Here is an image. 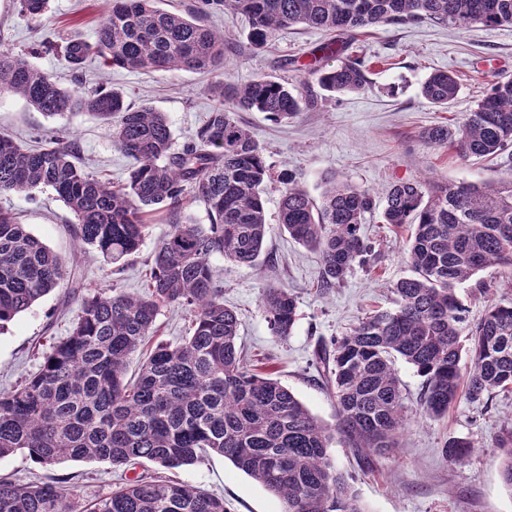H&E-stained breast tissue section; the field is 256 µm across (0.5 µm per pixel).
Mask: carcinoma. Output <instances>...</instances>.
Here are the masks:
<instances>
[{
	"label": "carcinoma",
	"mask_w": 512,
	"mask_h": 512,
	"mask_svg": "<svg viewBox=\"0 0 512 512\" xmlns=\"http://www.w3.org/2000/svg\"><path fill=\"white\" fill-rule=\"evenodd\" d=\"M49 2L18 0L20 12L32 19L43 16ZM156 2L111 0L94 42L70 37L34 50L57 54L72 70L98 57L128 70L222 75L224 31L201 17L226 10L248 17V38L260 50L296 25L355 35L405 23L512 25V0H199L185 16ZM312 74L332 94L358 92L368 83L353 56ZM459 88L458 76L436 70L420 92L446 107ZM211 93L216 102L205 124L178 148L165 113L133 109L122 92L103 86L64 87L25 55L0 51L1 95L18 96L49 117L73 110L95 115L114 147L136 161L125 184L115 186L75 164L69 133H56L36 149L0 133V194L33 199L52 190L73 214L80 248L117 271L139 251L156 213L173 217L152 257L147 290L127 294L114 284L94 292L38 370L0 392V458L20 452L42 465L147 460L176 469L213 452L276 495L282 512H365L329 448L337 434L368 463L397 447L408 415L396 358L423 378L419 405L430 418L447 414L462 392L474 402L512 390V306L494 304L472 325L456 293L487 268L512 269V177L450 183L429 176L390 188L384 223L412 226L406 252L412 274L394 284L396 308L366 317L333 339L332 351L316 354L336 398L332 429L278 379L245 369L238 319L224 305L212 265L216 255L255 264L268 232L262 193L270 164L237 113L267 112L278 121L296 116L308 101L298 87L271 77L245 85L222 80ZM421 138L462 159L506 153L512 148V78H497L464 119L427 128ZM280 183L279 224L297 244L320 254V287H336L373 251L360 233L372 194L331 177L317 201L291 174ZM188 188L206 204L210 224L181 219ZM65 275L59 257L0 209V333ZM262 305L272 334L287 339L296 322L294 295L270 285ZM167 306L190 312L189 336L177 345L157 343L137 378L126 379L128 360L154 335ZM465 356L472 366L464 376ZM475 447L469 438H453L445 455L461 460ZM499 447L507 449L501 475L512 494V434ZM73 496L53 481L0 478V512H73ZM82 512H224V499L188 484L134 477Z\"/></svg>",
	"instance_id": "1"
}]
</instances>
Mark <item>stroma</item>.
Segmentation results:
<instances>
[{"label":"stroma","instance_id":"35a3bbf8","mask_svg":"<svg viewBox=\"0 0 512 512\" xmlns=\"http://www.w3.org/2000/svg\"><path fill=\"white\" fill-rule=\"evenodd\" d=\"M107 7L108 0H50L48 12L33 19L21 14L16 0H0V45L21 53L44 40L59 43L75 36L95 41ZM208 22L228 39L226 80L244 84L272 76L301 81L305 93L316 97L313 106L287 122L265 112L239 113V120L265 148L274 174L263 193L268 235L255 265H237L219 256L213 257L212 264L224 289V303L238 316V343L247 368L273 374L314 416L331 426L337 421L336 402L320 378L316 349L345 334L372 311L394 309L392 288L411 273L406 259L410 226H392L382 218L391 185L421 179L427 172L450 181L481 182L512 170L511 155L463 160L454 151L428 146L420 138L426 128L461 120L486 95L492 80L512 75V26L373 27L357 37L351 48L365 62L366 87L327 97L321 95L315 77L304 75L299 67L328 42V33L294 26L280 32L268 48L257 50L247 38L244 16L217 13L209 15ZM29 61L57 73L63 85L77 80L89 87L102 83L124 92L131 106L145 104L166 113L179 146L195 136L214 104L210 88L215 78L207 73L132 72L99 60L75 73L53 54L30 55ZM435 70L454 73L461 80L457 98L445 109L420 94L423 81ZM55 127L73 131L81 166L107 174L116 183L126 179L134 161L113 146L96 117L67 112L50 118L18 97L0 96V133L32 148ZM285 172L316 199L327 177L370 190L375 206L366 213L361 233L375 246L374 266L354 265L340 285L321 288L318 254L292 241L278 222L282 189L278 177ZM0 209L15 213L66 266V277L58 287L0 334V389L6 390L36 372L43 355L68 336L86 297L114 283L131 294L143 292L148 263L169 217L156 214L138 254L126 261L116 277L101 258L80 253L74 217L52 190L39 192L32 200L0 194ZM270 284L288 288L297 301L296 324L284 341L272 335L262 306L263 290ZM457 295L468 322L476 323L489 305L512 303V274L503 268L485 270L458 288ZM395 369L409 415L398 448L375 457L369 467L340 442H332L329 450L367 512H512V493L501 478L504 451L497 446L499 439L512 433V392H498L478 402L462 396L446 415L428 419L418 406L422 377L400 359ZM455 437L472 439L478 447L470 456L452 462L443 449ZM138 475L193 485L223 498L226 512L282 509L275 495L216 454L173 470L148 461L131 467L95 461L43 467L20 453L0 459L1 478L20 483L68 480L78 510Z\"/></svg>","mask_w":512,"mask_h":512}]
</instances>
